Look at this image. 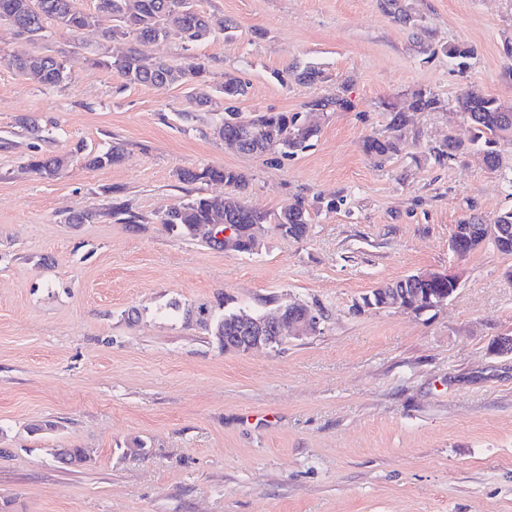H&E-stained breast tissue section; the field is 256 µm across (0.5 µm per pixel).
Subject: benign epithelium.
I'll use <instances>...</instances> for the list:
<instances>
[{
	"instance_id": "1",
	"label": "benign epithelium",
	"mask_w": 512,
	"mask_h": 512,
	"mask_svg": "<svg viewBox=\"0 0 512 512\" xmlns=\"http://www.w3.org/2000/svg\"><path fill=\"white\" fill-rule=\"evenodd\" d=\"M254 137L255 132L252 126L242 124L239 126L236 136L224 139V146L236 151L241 146V141ZM411 293L418 297V303H423L431 309L443 305L451 297L449 293H429L426 295V300L423 301L421 292L417 288L412 291L394 288L384 294L383 301L376 305V308L408 310L410 309L408 300ZM302 305L303 302L292 300L281 304L275 312L258 318L249 312H240L231 325L232 335L224 337V349L246 354L257 349L282 344L290 339H302L312 335L318 329L321 313L319 309L309 305L306 306L304 312L300 313L297 308Z\"/></svg>"
}]
</instances>
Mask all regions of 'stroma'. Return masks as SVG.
<instances>
[{
  "instance_id": "1",
  "label": "stroma",
  "mask_w": 512,
  "mask_h": 512,
  "mask_svg": "<svg viewBox=\"0 0 512 512\" xmlns=\"http://www.w3.org/2000/svg\"><path fill=\"white\" fill-rule=\"evenodd\" d=\"M402 3L433 52L384 0H195L232 32L138 50L147 64L205 60L202 109L188 86L84 64L111 18L77 37L50 22L33 40L0 23L1 54L68 64L54 88L0 66V512H512V355L492 351L512 336V255L450 247L460 219L512 208V190L476 155L434 154L472 135L453 107L463 90L512 102V0ZM451 42L472 49L466 69ZM310 63L325 81L298 80ZM229 75L247 84L232 103L219 91ZM340 89L353 109L313 114L319 132L295 156L234 153L208 134L228 106L294 113ZM418 89L443 110L408 113L406 148L374 165L364 138L387 133L386 104ZM24 115L51 141L35 143ZM111 140L125 149L116 165L73 152ZM36 145L69 163L28 172ZM205 166L245 173L241 198L261 211L306 198L307 235L268 229L238 254L169 231L161 210L225 195L176 177ZM116 198L139 227L107 215ZM79 208L97 219L67 223ZM423 271L458 278L445 305L354 312L380 283ZM221 297L260 313L296 298L323 316L314 335L237 354L165 312ZM138 440L145 455H127ZM58 448L91 458L63 469Z\"/></svg>"
}]
</instances>
